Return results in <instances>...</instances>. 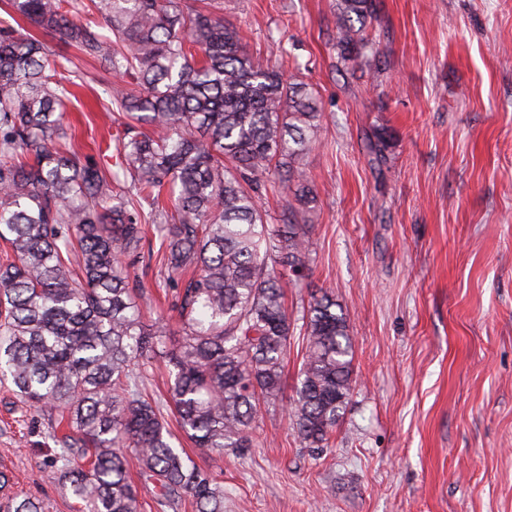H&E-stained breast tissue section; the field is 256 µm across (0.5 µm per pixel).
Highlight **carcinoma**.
Segmentation results:
<instances>
[{"label": "carcinoma", "instance_id": "1", "mask_svg": "<svg viewBox=\"0 0 512 512\" xmlns=\"http://www.w3.org/2000/svg\"><path fill=\"white\" fill-rule=\"evenodd\" d=\"M0 11V238L12 251L0 263V375L50 422L59 453L47 472L76 512H141V487L158 512L186 501L224 512V486L175 446L164 409L198 448L253 447L297 328L289 417L307 447H324L352 391L348 314L325 291L298 325L281 284L309 261L299 214L314 200V92L250 53L215 0H0ZM337 11V62L373 54L362 33L373 0ZM50 37L135 81L104 105L119 129L110 168L61 142L74 83L55 78ZM275 177L293 198L270 224L259 191ZM149 227L160 277L180 285L173 328L145 324L147 292L130 274L156 252ZM157 353L170 375L160 401L143 391ZM0 493L7 512H43L1 471Z\"/></svg>", "mask_w": 512, "mask_h": 512}]
</instances>
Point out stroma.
Segmentation results:
<instances>
[{"instance_id":"obj_1","label":"stroma","mask_w":512,"mask_h":512,"mask_svg":"<svg viewBox=\"0 0 512 512\" xmlns=\"http://www.w3.org/2000/svg\"><path fill=\"white\" fill-rule=\"evenodd\" d=\"M376 2L375 60L340 72L336 0H224L250 52L316 91L309 266L284 292L297 318L331 290L355 345L325 447H306L288 416L297 335L253 447L192 449L223 483L224 512H512V0ZM53 49L79 85L65 116L76 146L111 163L112 75ZM48 426L0 382V471L46 512H74L46 478Z\"/></svg>"}]
</instances>
